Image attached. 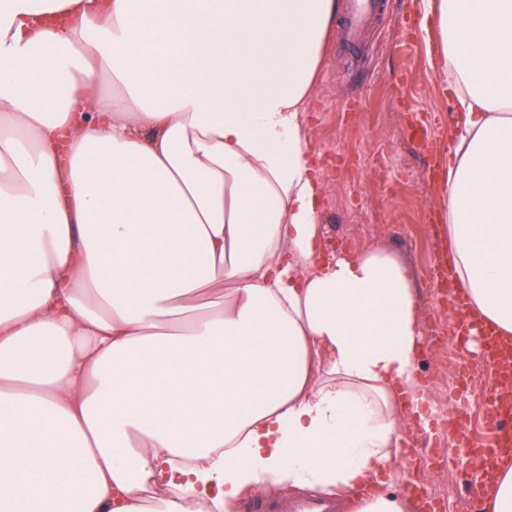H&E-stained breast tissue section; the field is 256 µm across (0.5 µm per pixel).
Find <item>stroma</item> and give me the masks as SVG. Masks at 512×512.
Returning <instances> with one entry per match:
<instances>
[{"instance_id":"1","label":"stroma","mask_w":512,"mask_h":512,"mask_svg":"<svg viewBox=\"0 0 512 512\" xmlns=\"http://www.w3.org/2000/svg\"><path fill=\"white\" fill-rule=\"evenodd\" d=\"M381 24L371 30L368 57H360L334 28L303 115L308 149L323 184L321 236L349 240L350 251L381 248L406 261L414 273L423 321L442 313L427 275L444 236L443 187L456 119V97L439 70L440 46L432 45L435 19L424 0H386ZM441 128L430 176L410 118ZM451 478L440 482L424 465L425 484L442 483L450 512H466L464 452L450 445Z\"/></svg>"}]
</instances>
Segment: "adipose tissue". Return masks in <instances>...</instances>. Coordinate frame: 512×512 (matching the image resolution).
Wrapping results in <instances>:
<instances>
[{
  "label": "adipose tissue",
  "mask_w": 512,
  "mask_h": 512,
  "mask_svg": "<svg viewBox=\"0 0 512 512\" xmlns=\"http://www.w3.org/2000/svg\"><path fill=\"white\" fill-rule=\"evenodd\" d=\"M342 0H0V512H230L392 470L409 268L318 255L302 127ZM452 274L512 336V0H426ZM302 492H304V491L292 490L289 488L275 489V490L267 491V492H256V491L246 490L240 495V497L238 499V503H237V508L234 511L249 512L244 508L246 503H250V502L262 500V499H269V498L287 499L290 495H292L294 493H302ZM304 493H307V492H304ZM307 494H310V493H307ZM310 495H312V494H310Z\"/></svg>",
  "instance_id": "adipose-tissue-1"
}]
</instances>
